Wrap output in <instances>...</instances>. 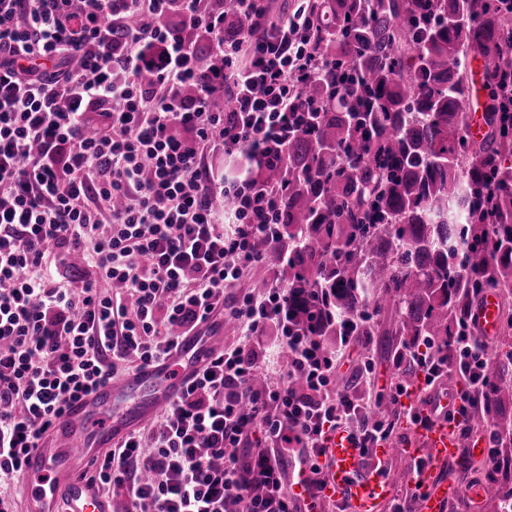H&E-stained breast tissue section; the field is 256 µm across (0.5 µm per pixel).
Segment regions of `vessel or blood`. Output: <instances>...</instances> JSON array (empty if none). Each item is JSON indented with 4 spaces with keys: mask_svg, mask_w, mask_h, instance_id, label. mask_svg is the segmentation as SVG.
Returning <instances> with one entry per match:
<instances>
[{
    "mask_svg": "<svg viewBox=\"0 0 512 512\" xmlns=\"http://www.w3.org/2000/svg\"><path fill=\"white\" fill-rule=\"evenodd\" d=\"M467 132L474 140L486 133L483 112L475 100H467ZM500 297L487 291L471 306L470 325L485 341L500 330ZM204 336L188 339L185 348L162 366L148 365L121 379L96 388L74 402L58 418L49 433L32 449L24 462L26 497L23 512H112V503L83 477L102 449L138 428L148 416L160 411L178 396L186 381L208 362L212 349L224 343L223 320L204 323ZM460 401L452 389H437L421 396L417 405L432 418L429 427L412 430L405 444L409 455L423 458L420 475L427 492L412 506L413 512H446L458 503L460 512H482L492 488L478 477L454 476L452 481L436 474L459 454L485 462L488 441L481 423L466 418L470 433L460 439L448 414ZM392 443L361 447L348 432L336 430L324 450L323 496L339 512H379L393 496L386 473L396 455Z\"/></svg>",
    "mask_w": 512,
    "mask_h": 512,
    "instance_id": "1",
    "label": "vessel or blood"
}]
</instances>
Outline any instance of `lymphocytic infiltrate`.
I'll use <instances>...</instances> for the list:
<instances>
[{
    "instance_id": "f902f5d3",
    "label": "lymphocytic infiltrate",
    "mask_w": 512,
    "mask_h": 512,
    "mask_svg": "<svg viewBox=\"0 0 512 512\" xmlns=\"http://www.w3.org/2000/svg\"><path fill=\"white\" fill-rule=\"evenodd\" d=\"M235 2L262 36L225 40L217 0H0V486L81 395L171 360L219 316L235 341L97 462L127 512H299L284 477L316 493L329 433L366 448L391 436L373 401L336 389L353 336L289 330L287 289H237L261 262L252 240L277 238L280 193L217 163L277 160L314 20L312 0ZM63 252L87 266L79 281L56 279ZM488 363L463 320L450 353L421 344L394 360L417 388L392 381L374 401L428 425L406 400L452 372L464 417L497 383ZM260 370L274 389L251 388Z\"/></svg>"
}]
</instances>
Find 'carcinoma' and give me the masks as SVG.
<instances>
[{
    "instance_id": "obj_1",
    "label": "carcinoma",
    "mask_w": 512,
    "mask_h": 512,
    "mask_svg": "<svg viewBox=\"0 0 512 512\" xmlns=\"http://www.w3.org/2000/svg\"><path fill=\"white\" fill-rule=\"evenodd\" d=\"M316 72L281 146L254 176L284 187L280 238L253 242L259 288L288 289L340 335L374 336L386 307L401 349L443 346L472 289L512 287L509 0H315ZM224 0V38L255 34ZM484 63L480 80L469 61ZM483 92L490 132L463 141ZM488 419L512 440L501 388Z\"/></svg>"
}]
</instances>
